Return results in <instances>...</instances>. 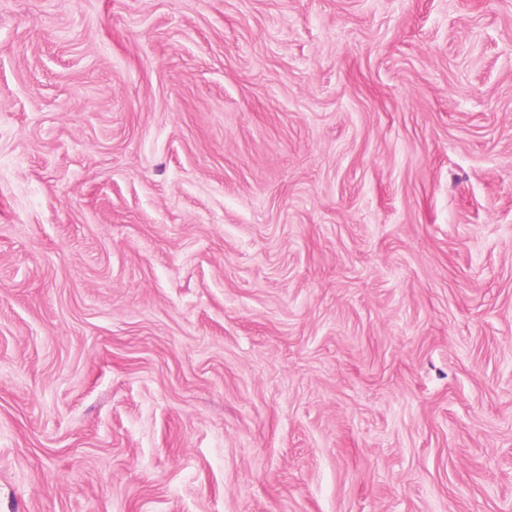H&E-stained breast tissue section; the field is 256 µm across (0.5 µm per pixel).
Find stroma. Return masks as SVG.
<instances>
[{
  "label": "stroma",
  "mask_w": 512,
  "mask_h": 512,
  "mask_svg": "<svg viewBox=\"0 0 512 512\" xmlns=\"http://www.w3.org/2000/svg\"><path fill=\"white\" fill-rule=\"evenodd\" d=\"M0 512H512V0H0Z\"/></svg>",
  "instance_id": "stroma-1"
}]
</instances>
